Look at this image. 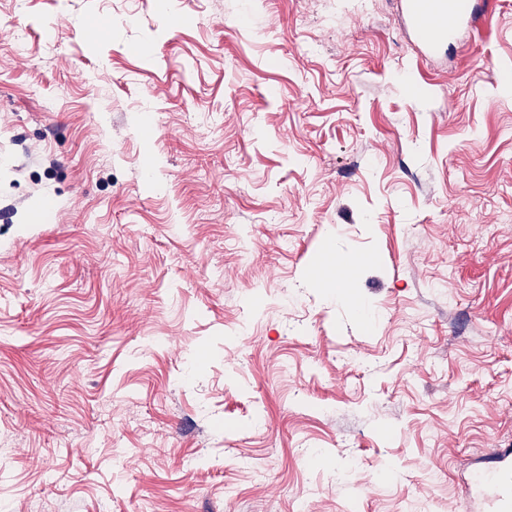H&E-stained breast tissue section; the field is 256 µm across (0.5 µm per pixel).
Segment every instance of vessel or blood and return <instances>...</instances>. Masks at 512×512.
<instances>
[{"instance_id":"1","label":"vessel or blood","mask_w":512,"mask_h":512,"mask_svg":"<svg viewBox=\"0 0 512 512\" xmlns=\"http://www.w3.org/2000/svg\"><path fill=\"white\" fill-rule=\"evenodd\" d=\"M492 6V0H407L406 22L420 51L430 56L446 43L465 48ZM494 463L493 471L474 472L468 499L485 501L487 512H512V448L498 449Z\"/></svg>"}]
</instances>
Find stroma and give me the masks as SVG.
I'll use <instances>...</instances> for the list:
<instances>
[{
	"label": "stroma",
	"instance_id": "stroma-1",
	"mask_svg": "<svg viewBox=\"0 0 512 512\" xmlns=\"http://www.w3.org/2000/svg\"><path fill=\"white\" fill-rule=\"evenodd\" d=\"M496 448L512 0L435 59L399 0H0V512H469Z\"/></svg>",
	"mask_w": 512,
	"mask_h": 512
}]
</instances>
